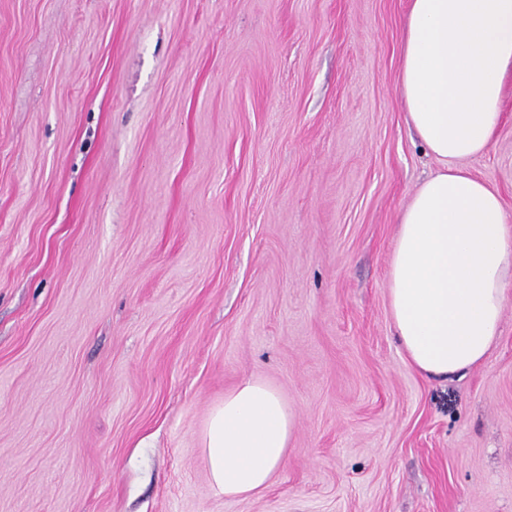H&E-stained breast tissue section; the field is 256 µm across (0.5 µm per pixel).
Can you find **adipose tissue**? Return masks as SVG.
<instances>
[{
    "label": "adipose tissue",
    "instance_id": "ef3b65f1",
    "mask_svg": "<svg viewBox=\"0 0 512 512\" xmlns=\"http://www.w3.org/2000/svg\"><path fill=\"white\" fill-rule=\"evenodd\" d=\"M512 69V0H410L400 46L407 119L439 168L399 217L389 261L395 336L420 373L446 378L482 363L500 335L512 284V225L499 194L465 162L500 126ZM293 417L258 378L215 405L200 434L216 495L246 498L283 465Z\"/></svg>",
    "mask_w": 512,
    "mask_h": 512
}]
</instances>
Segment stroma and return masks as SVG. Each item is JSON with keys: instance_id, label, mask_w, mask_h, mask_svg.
Instances as JSON below:
<instances>
[{"instance_id": "1", "label": "stroma", "mask_w": 512, "mask_h": 512, "mask_svg": "<svg viewBox=\"0 0 512 512\" xmlns=\"http://www.w3.org/2000/svg\"><path fill=\"white\" fill-rule=\"evenodd\" d=\"M408 0H0V512H512V296L485 361L408 363ZM469 171L512 222V76ZM287 458L200 448L246 378ZM292 434L288 403L270 384L247 378L226 392L200 434L215 494L246 498L263 490L283 465Z\"/></svg>"}]
</instances>
